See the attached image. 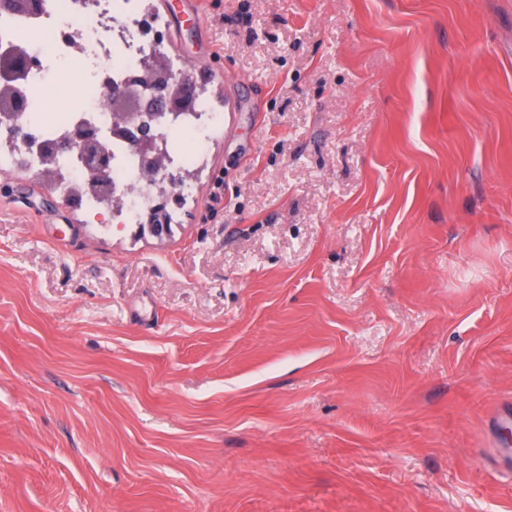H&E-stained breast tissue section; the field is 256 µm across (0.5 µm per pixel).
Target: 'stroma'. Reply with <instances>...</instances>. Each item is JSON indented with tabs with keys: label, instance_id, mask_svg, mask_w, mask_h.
<instances>
[{
	"label": "stroma",
	"instance_id": "obj_1",
	"mask_svg": "<svg viewBox=\"0 0 512 512\" xmlns=\"http://www.w3.org/2000/svg\"><path fill=\"white\" fill-rule=\"evenodd\" d=\"M181 2L168 236L0 171V512H512V0ZM512 420V409L509 403L502 405L490 421V432L493 436V444L497 448L491 457L492 465L499 471L512 472V448L508 441L498 439L497 432L503 423H509Z\"/></svg>",
	"mask_w": 512,
	"mask_h": 512
}]
</instances>
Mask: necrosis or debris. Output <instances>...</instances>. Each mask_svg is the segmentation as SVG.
Segmentation results:
<instances>
[{
  "instance_id": "1",
  "label": "necrosis or debris",
  "mask_w": 512,
  "mask_h": 512,
  "mask_svg": "<svg viewBox=\"0 0 512 512\" xmlns=\"http://www.w3.org/2000/svg\"><path fill=\"white\" fill-rule=\"evenodd\" d=\"M160 20L143 9V0H34L24 12L0 6V50L26 44L27 54L13 58L14 68L25 74L24 86L9 109L19 115L22 135L9 134L0 122V168L23 161L29 168L41 165V153L66 140L77 128L93 129L98 156L111 171L113 184L126 194L114 223H140L155 204V189L142 179V161L126 140L113 133V117L106 100L113 87L141 73L146 57L155 51ZM89 72L79 108L36 112L32 104L40 91L49 89L69 65ZM222 125L220 113L205 100L176 120H149L157 145L172 167L188 168L204 151L210 135ZM55 168L63 192L76 195L87 216L100 213L99 192L85 182L89 170L79 148L57 154Z\"/></svg>"
}]
</instances>
